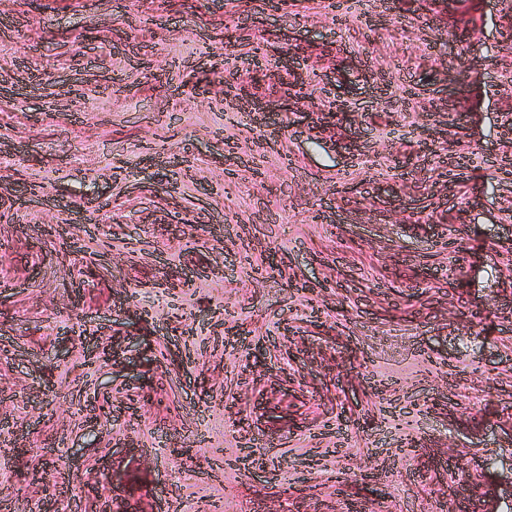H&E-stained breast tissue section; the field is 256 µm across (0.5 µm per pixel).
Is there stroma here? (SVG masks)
<instances>
[{
  "label": "stroma",
  "instance_id": "stroma-1",
  "mask_svg": "<svg viewBox=\"0 0 512 512\" xmlns=\"http://www.w3.org/2000/svg\"><path fill=\"white\" fill-rule=\"evenodd\" d=\"M460 482L512 512V0H0V512Z\"/></svg>",
  "mask_w": 512,
  "mask_h": 512
}]
</instances>
